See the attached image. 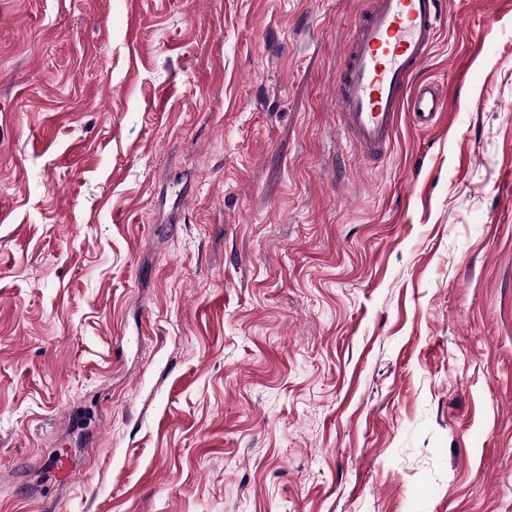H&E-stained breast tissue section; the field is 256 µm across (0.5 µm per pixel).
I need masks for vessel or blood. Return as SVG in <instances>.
Here are the masks:
<instances>
[{
  "mask_svg": "<svg viewBox=\"0 0 512 512\" xmlns=\"http://www.w3.org/2000/svg\"><path fill=\"white\" fill-rule=\"evenodd\" d=\"M441 0H373L339 59L334 106L343 134L369 161L388 153L399 118L437 126L446 99L436 82L415 81L438 40Z\"/></svg>",
  "mask_w": 512,
  "mask_h": 512,
  "instance_id": "1",
  "label": "vessel or blood"
}]
</instances>
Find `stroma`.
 Masks as SVG:
<instances>
[{
	"label": "stroma",
	"instance_id": "1",
	"mask_svg": "<svg viewBox=\"0 0 512 512\" xmlns=\"http://www.w3.org/2000/svg\"><path fill=\"white\" fill-rule=\"evenodd\" d=\"M370 2L0 0V512H512V0L367 163Z\"/></svg>",
	"mask_w": 512,
	"mask_h": 512
}]
</instances>
